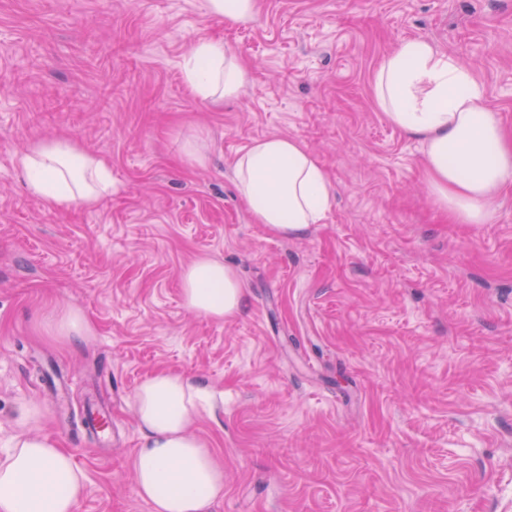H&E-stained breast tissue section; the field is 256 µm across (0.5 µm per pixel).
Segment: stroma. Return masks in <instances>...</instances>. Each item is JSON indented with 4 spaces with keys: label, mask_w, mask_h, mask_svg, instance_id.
Wrapping results in <instances>:
<instances>
[{
    "label": "stroma",
    "mask_w": 512,
    "mask_h": 512,
    "mask_svg": "<svg viewBox=\"0 0 512 512\" xmlns=\"http://www.w3.org/2000/svg\"><path fill=\"white\" fill-rule=\"evenodd\" d=\"M410 37L468 64L512 132V0H259L245 25L205 0H0V450L49 437L85 476L78 512H151L132 398L169 371L212 394L197 431L224 466L213 512H512V187L490 223H448L419 143L373 96ZM202 38L247 63L237 98L185 83ZM200 130L193 166L180 146ZM273 135L334 192L298 237L255 223L234 185ZM43 138L105 158L111 196H31L16 157ZM201 254L236 270L238 316L184 307ZM68 309L86 339L58 338ZM92 399L111 447L82 428Z\"/></svg>",
    "instance_id": "stroma-1"
}]
</instances>
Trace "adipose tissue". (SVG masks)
<instances>
[{
    "instance_id": "1",
    "label": "adipose tissue",
    "mask_w": 512,
    "mask_h": 512,
    "mask_svg": "<svg viewBox=\"0 0 512 512\" xmlns=\"http://www.w3.org/2000/svg\"><path fill=\"white\" fill-rule=\"evenodd\" d=\"M248 67L223 41H197L184 66L186 84L208 101L236 97ZM377 105L422 145L427 181L455 224L490 223L512 182V139L482 104L472 71L422 38L401 40L373 80ZM30 194L51 207L96 206L112 192V171L69 140L32 142L17 158ZM239 195L255 223L297 237L323 221L333 203L323 166L297 139L254 140L236 158ZM185 308L222 321L239 315L244 291L234 270L202 254L181 272ZM208 405L196 380L157 372L133 395L143 441L130 461L137 491L152 512H211L224 497V468L194 426ZM83 474L66 450L21 436L0 459V512H77Z\"/></svg>"
}]
</instances>
